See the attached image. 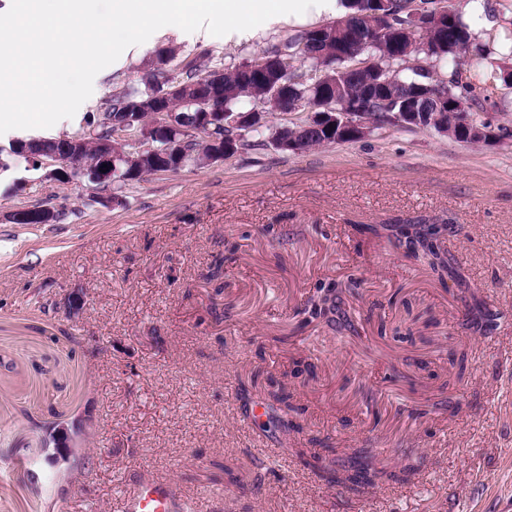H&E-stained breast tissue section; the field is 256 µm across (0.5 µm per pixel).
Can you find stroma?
<instances>
[{
    "label": "stroma",
    "instance_id": "stroma-1",
    "mask_svg": "<svg viewBox=\"0 0 512 512\" xmlns=\"http://www.w3.org/2000/svg\"><path fill=\"white\" fill-rule=\"evenodd\" d=\"M267 20L241 35L157 30L94 79L75 116L142 76L162 45L222 62L261 54L300 31ZM471 46L474 122L500 130L467 144L384 125L303 152L271 144L204 167L145 176L117 203L84 180H49L13 157L0 171V512H120L126 474L168 476L191 512H512V85ZM50 199L54 224H15ZM395 216L444 219L445 245L496 320L468 330L463 303L422 262L365 232ZM224 259V290L209 280ZM327 316L303 313L318 288ZM387 334H379V324ZM412 335H405V328ZM468 350L466 384L450 359ZM285 381L305 406L287 422L242 419L253 374ZM461 404L457 415L448 408ZM77 424L49 466L48 429ZM332 447L336 463L370 449L408 462L405 485L363 497L327 484L295 449ZM256 465L237 487L224 466Z\"/></svg>",
    "mask_w": 512,
    "mask_h": 512
}]
</instances>
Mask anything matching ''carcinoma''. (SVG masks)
Segmentation results:
<instances>
[{
  "label": "carcinoma",
  "instance_id": "1",
  "mask_svg": "<svg viewBox=\"0 0 512 512\" xmlns=\"http://www.w3.org/2000/svg\"><path fill=\"white\" fill-rule=\"evenodd\" d=\"M410 0H390L384 8L385 18L371 24L369 12L375 10L371 0H346L347 13L335 21L326 24L331 34L322 40L313 37V31L304 30L272 46L256 59L287 58L300 43L305 51L298 61L310 69L322 68L328 75L336 93V107L346 112L352 104L359 102L364 111L373 116L376 123L388 124L402 110L410 99L419 107V116L426 128L443 131V125L453 127L451 137L471 142V127L460 122L458 114L469 115L470 99L464 92L470 84L459 82V61L466 54L471 42L469 25L456 12L451 13V22L439 24L429 21L426 29L411 26L408 20ZM346 27L360 31L366 44L365 52L370 54L372 62L364 70H351V60L345 58L348 49L340 48L346 34ZM436 60L449 58L453 62L448 81L434 82L430 72L422 66L408 65L409 59L417 51ZM252 61L239 64L216 63L212 52L204 49L191 59L183 61L174 68L158 71L154 68L134 84L113 94L96 113L86 118L87 126H96V135L88 136L79 149L86 163V172L82 179L95 189L106 192L121 189L142 180L158 166L167 162L182 164L183 167H201L216 161L218 144L237 137L233 129L217 126L209 134L185 135L179 130H171L166 139L174 142L172 152L164 158L149 153L131 154L115 151L119 163L115 166L105 164L100 149V139L107 133L114 121H121L127 113L137 120L148 122L153 115L162 110L176 112L182 118V126L195 123L196 114L211 109L215 105L227 111L242 109V102L248 100L272 113L278 111L279 103L274 101L271 90L279 84L288 85L294 100L309 104L318 98L323 88L315 85L305 74L300 73L294 64L284 67L269 66L263 70L260 78L249 74ZM454 102L456 112H445L442 97ZM28 147L45 155L64 156L72 148L67 136H34L26 139ZM298 150L313 147L349 143L336 130L310 128L296 136ZM102 171L104 179L93 180L91 175ZM31 219L30 224H53L60 220L63 212L45 202H37L26 207ZM369 233L382 234L401 247L405 256L427 263L438 280H451L458 289L467 288L465 270L443 247V239L448 225L429 223L423 219H396L380 226H367ZM465 307L471 318L473 328L480 330L489 321V314L483 310V300L472 293ZM266 400L278 404V409L287 416L300 413L302 408L293 404L292 395L280 388L266 392ZM415 475V467L406 464L397 470L378 469L376 467H344L336 470L330 479L354 496L364 494L368 489L383 483H405Z\"/></svg>",
  "mask_w": 512,
  "mask_h": 512
}]
</instances>
